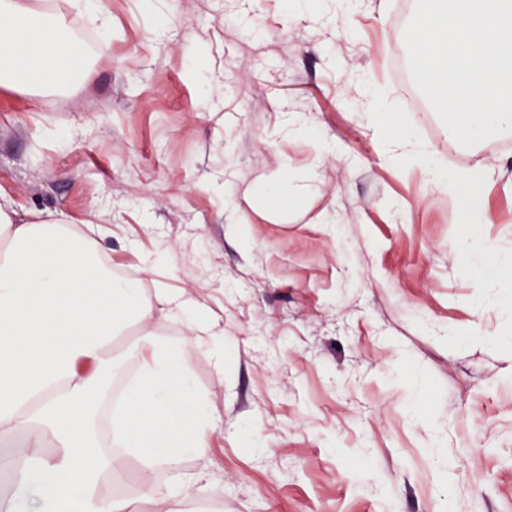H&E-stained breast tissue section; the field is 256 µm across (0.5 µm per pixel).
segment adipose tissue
Masks as SVG:
<instances>
[{
    "mask_svg": "<svg viewBox=\"0 0 512 512\" xmlns=\"http://www.w3.org/2000/svg\"><path fill=\"white\" fill-rule=\"evenodd\" d=\"M52 30L37 37L38 22ZM62 16H43L40 0H0V82L53 74L62 82L82 79L78 47L61 40ZM404 132L383 135L384 154L404 157L460 200L464 223L479 227L492 217L477 202L485 174L461 169L447 175L427 148L407 150ZM175 306L180 341H165L151 328L155 303ZM141 334L122 355L113 339L129 326ZM203 344L224 355V331L197 306L168 289L146 297L139 282L118 278L92 238L61 225L0 207V439L12 450L0 470L33 483L39 512H132L130 500L102 495L108 481L134 479L141 500L165 498L167 512H183L194 497L188 483L162 493L154 474L190 456L206 461L205 399L192 385L183 360L186 345ZM136 377L121 392L112 373L124 363ZM111 404L114 450L104 454L94 434L103 404ZM140 462L129 475L126 458Z\"/></svg>",
    "mask_w": 512,
    "mask_h": 512,
    "instance_id": "ef3b65f1",
    "label": "adipose tissue"
}]
</instances>
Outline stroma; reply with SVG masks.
<instances>
[{
	"instance_id": "obj_1",
	"label": "stroma",
	"mask_w": 512,
	"mask_h": 512,
	"mask_svg": "<svg viewBox=\"0 0 512 512\" xmlns=\"http://www.w3.org/2000/svg\"><path fill=\"white\" fill-rule=\"evenodd\" d=\"M102 7L107 37L51 5L92 37L86 79L0 86V206L99 228L113 267L223 328V360L184 352L212 416L187 512H512V295L462 271L512 259V133L462 147L395 74L415 0ZM371 98L439 168L487 172L490 255L380 154Z\"/></svg>"
}]
</instances>
